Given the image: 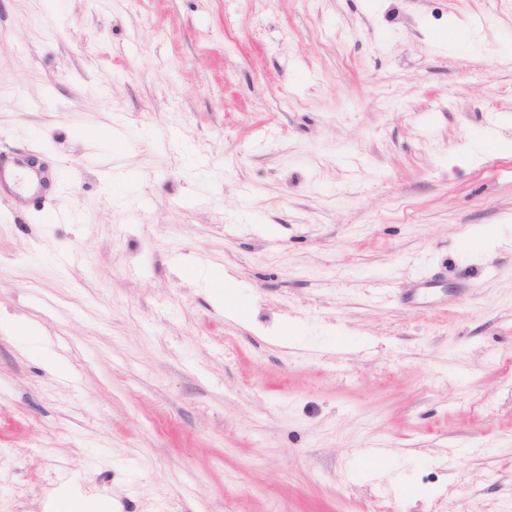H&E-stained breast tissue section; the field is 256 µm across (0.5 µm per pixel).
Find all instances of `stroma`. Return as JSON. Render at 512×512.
<instances>
[{
	"instance_id": "obj_1",
	"label": "stroma",
	"mask_w": 512,
	"mask_h": 512,
	"mask_svg": "<svg viewBox=\"0 0 512 512\" xmlns=\"http://www.w3.org/2000/svg\"><path fill=\"white\" fill-rule=\"evenodd\" d=\"M0 148V512H512V0H0ZM84 495L79 489L61 487L54 494L53 512H84Z\"/></svg>"
}]
</instances>
